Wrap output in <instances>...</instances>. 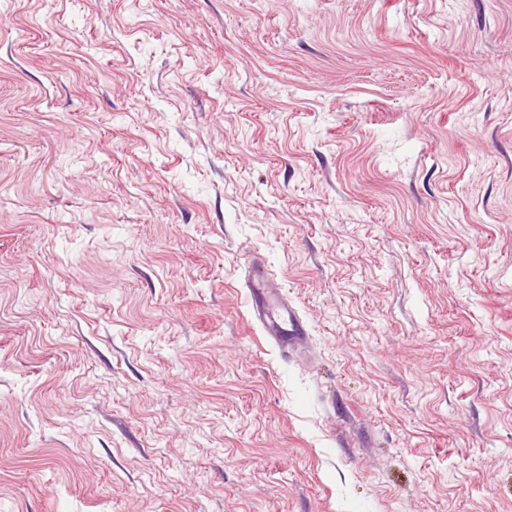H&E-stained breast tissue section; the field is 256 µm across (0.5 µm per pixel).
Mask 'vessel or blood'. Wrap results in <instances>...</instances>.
<instances>
[{
	"mask_svg": "<svg viewBox=\"0 0 512 512\" xmlns=\"http://www.w3.org/2000/svg\"><path fill=\"white\" fill-rule=\"evenodd\" d=\"M249 297L252 319L280 350L289 353L307 344L310 336L307 321L284 298L264 269H253Z\"/></svg>",
	"mask_w": 512,
	"mask_h": 512,
	"instance_id": "1",
	"label": "vessel or blood"
}]
</instances>
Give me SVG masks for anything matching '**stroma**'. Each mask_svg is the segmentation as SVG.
<instances>
[{
  "mask_svg": "<svg viewBox=\"0 0 512 512\" xmlns=\"http://www.w3.org/2000/svg\"><path fill=\"white\" fill-rule=\"evenodd\" d=\"M0 512H512V0H0ZM252 320L284 353L303 348L309 339L307 321L283 297L265 269L254 267L249 285Z\"/></svg>",
  "mask_w": 512,
  "mask_h": 512,
  "instance_id": "35a3bbf8",
  "label": "stroma"
}]
</instances>
